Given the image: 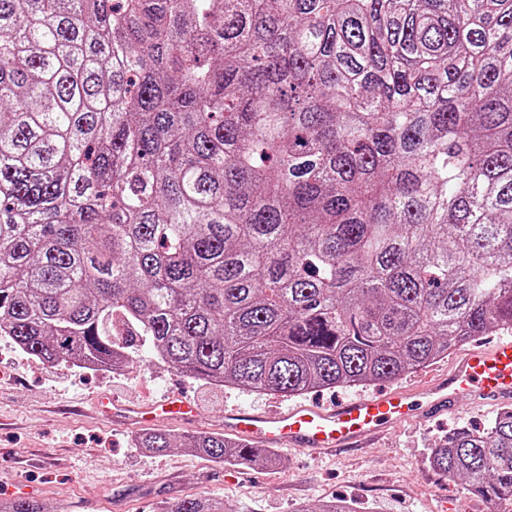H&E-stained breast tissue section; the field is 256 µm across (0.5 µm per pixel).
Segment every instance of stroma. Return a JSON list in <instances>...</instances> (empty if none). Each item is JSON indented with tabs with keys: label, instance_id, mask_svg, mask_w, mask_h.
Masks as SVG:
<instances>
[{
	"label": "stroma",
	"instance_id": "obj_1",
	"mask_svg": "<svg viewBox=\"0 0 512 512\" xmlns=\"http://www.w3.org/2000/svg\"><path fill=\"white\" fill-rule=\"evenodd\" d=\"M168 393L189 395L200 412L195 426L161 423L175 436L223 433L224 411L237 405L265 411L288 404L192 381L146 351L137 365L98 374L46 366L0 338V502L28 496L47 512H163L186 497L215 495L241 512H294L336 497L355 512H487L460 481L429 470L427 454L457 428H486L502 403L415 417L363 448L286 449L285 467L275 469L217 464L180 448L154 456L133 448L135 427L97 411L106 394L142 406Z\"/></svg>",
	"mask_w": 512,
	"mask_h": 512
}]
</instances>
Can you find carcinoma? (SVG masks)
I'll list each match as a JSON object with an SVG mask.
<instances>
[{"label":"carcinoma","instance_id":"1","mask_svg":"<svg viewBox=\"0 0 512 512\" xmlns=\"http://www.w3.org/2000/svg\"><path fill=\"white\" fill-rule=\"evenodd\" d=\"M495 328L512 329V0H0V337L23 353L112 371L146 349L292 397ZM134 447L285 465L209 432ZM429 464L512 505V409Z\"/></svg>","mask_w":512,"mask_h":512}]
</instances>
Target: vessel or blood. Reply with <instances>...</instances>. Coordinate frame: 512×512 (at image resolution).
<instances>
[{"instance_id":"1","label":"vessel or blood","mask_w":512,"mask_h":512,"mask_svg":"<svg viewBox=\"0 0 512 512\" xmlns=\"http://www.w3.org/2000/svg\"><path fill=\"white\" fill-rule=\"evenodd\" d=\"M464 398L512 399V340L501 341L489 350H464L448 379L426 390L411 391L400 385L382 394L350 397L331 409L304 403L274 414L234 408L224 413V432L244 443L314 453L359 448L413 414L452 413ZM112 412L148 424L168 416L192 418L196 405L172 397L146 408L116 403Z\"/></svg>"}]
</instances>
